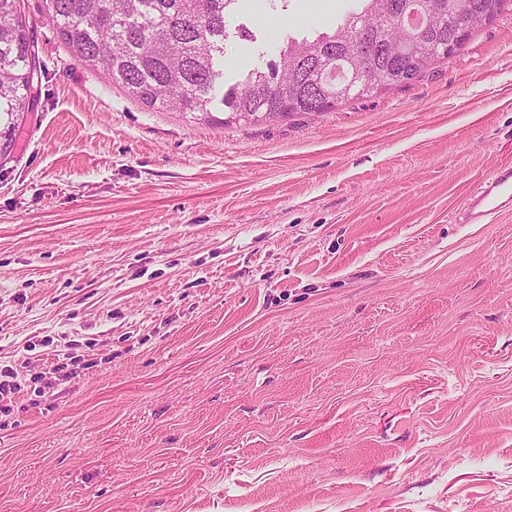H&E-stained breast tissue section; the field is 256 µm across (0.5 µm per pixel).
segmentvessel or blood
<instances>
[{"label": "vessel or blood", "mask_w": 512, "mask_h": 512, "mask_svg": "<svg viewBox=\"0 0 512 512\" xmlns=\"http://www.w3.org/2000/svg\"><path fill=\"white\" fill-rule=\"evenodd\" d=\"M512 210V165H502L483 177L467 194L456 214L460 224H489Z\"/></svg>", "instance_id": "vessel-or-blood-1"}]
</instances>
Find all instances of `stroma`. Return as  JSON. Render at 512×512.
<instances>
[{"instance_id":"stroma-1","label":"stroma","mask_w":512,"mask_h":512,"mask_svg":"<svg viewBox=\"0 0 512 512\" xmlns=\"http://www.w3.org/2000/svg\"><path fill=\"white\" fill-rule=\"evenodd\" d=\"M19 5L0 512H512V212L454 221L512 165V9L405 86L222 126L145 106ZM350 5L245 0L225 86Z\"/></svg>"}]
</instances>
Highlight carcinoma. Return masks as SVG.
<instances>
[{"mask_svg": "<svg viewBox=\"0 0 512 512\" xmlns=\"http://www.w3.org/2000/svg\"><path fill=\"white\" fill-rule=\"evenodd\" d=\"M19 0H0V121L15 131L33 84L35 56ZM240 0H45L49 17L76 59L96 67L148 106L211 119L224 73L227 21ZM330 31L288 36L279 62L253 69L224 92L231 118L260 123L277 116L327 112L351 99L416 80L448 57L488 0H402L430 15L409 28L392 0H356Z\"/></svg>", "mask_w": 512, "mask_h": 512, "instance_id": "1", "label": "carcinoma"}]
</instances>
